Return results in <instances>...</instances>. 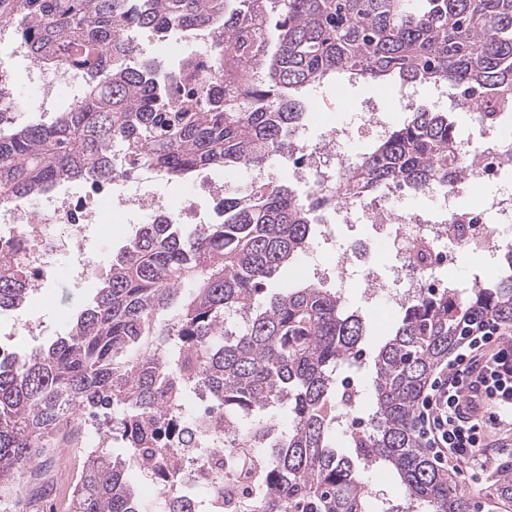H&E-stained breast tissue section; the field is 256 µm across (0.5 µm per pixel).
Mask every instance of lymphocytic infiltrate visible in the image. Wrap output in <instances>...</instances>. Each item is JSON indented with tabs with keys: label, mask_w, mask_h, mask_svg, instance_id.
<instances>
[{
	"label": "lymphocytic infiltrate",
	"mask_w": 512,
	"mask_h": 512,
	"mask_svg": "<svg viewBox=\"0 0 512 512\" xmlns=\"http://www.w3.org/2000/svg\"><path fill=\"white\" fill-rule=\"evenodd\" d=\"M414 425L420 446L458 474L505 441L512 432V330L485 317L466 321L446 370L422 391Z\"/></svg>",
	"instance_id": "1"
}]
</instances>
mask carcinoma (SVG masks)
<instances>
[{"label":"carcinoma","mask_w":512,"mask_h":512,"mask_svg":"<svg viewBox=\"0 0 512 512\" xmlns=\"http://www.w3.org/2000/svg\"><path fill=\"white\" fill-rule=\"evenodd\" d=\"M235 6H230V2ZM36 61L83 69L87 93L53 120L0 126V199H30L75 177L108 179L112 147L135 150L168 181L202 169L259 171L297 146L301 91L345 73L365 82H446L473 95L492 126L512 109V0H0V18ZM217 25L222 45L196 86L191 59H141L133 31L162 36ZM461 137L446 112L421 109L388 128L346 177L302 203L294 190L224 197L220 219L187 231L141 224L66 335L0 358V488L49 448H84L86 420L111 407L135 452L161 456L164 393L208 385L224 424L239 429L227 470H247L238 512H373L360 469H390L403 503L379 512H471L419 447L418 398L458 345L464 320L512 323V249L503 275L455 293L422 295L373 352L370 427L332 433L347 408L337 366L367 336L360 312L314 282L268 287L314 237L317 216L345 197L424 196L463 176ZM32 286L20 262L0 267V310ZM243 316L233 329L224 315ZM288 411L283 428L269 409ZM70 512H146L124 461L87 452Z\"/></svg>","instance_id":"obj_1"}]
</instances>
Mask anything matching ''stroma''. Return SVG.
I'll use <instances>...</instances> for the list:
<instances>
[{
    "mask_svg": "<svg viewBox=\"0 0 512 512\" xmlns=\"http://www.w3.org/2000/svg\"><path fill=\"white\" fill-rule=\"evenodd\" d=\"M309 109L302 132L308 142H317L327 126L341 121L344 114L365 111L375 107L385 112L391 123L405 119L404 112L393 108L386 86L362 82H344L343 86L328 83L311 86L304 90ZM459 90L446 86L441 93L426 92L421 103L428 108L450 113L462 137L479 138L482 129L471 110L458 102ZM141 218L138 214L125 215L111 230L101 225H90L87 230L86 250L92 253L100 271L89 276L82 284H74L64 271L44 286L33 289L25 304L19 309L20 317L41 318L50 328L45 336H31L17 329L14 321L0 322V349L10 354L23 355L48 344L50 340L66 335L72 320L85 309L95 297L101 285L102 273L108 270L112 254L134 233ZM397 263L393 253L373 254L363 261L355 275L343 286H335L332 279L321 282L327 289H339L346 301L358 308L369 325V335L357 361L342 367V374L359 378L364 392L353 409L354 415L364 418L372 413L373 349L380 344L398 318L397 312L377 305L369 300L368 289L371 276L388 274ZM85 451L81 448H51L41 457L39 476L22 473L13 487L0 491V512H68L67 505L74 488V481L81 473ZM512 478V471L502 468L471 467L457 477L459 493L474 504L477 512H512V501L502 499L500 485Z\"/></svg>",
    "mask_w": 512,
    "mask_h": 512,
    "instance_id": "stroma-1",
    "label": "stroma"
}]
</instances>
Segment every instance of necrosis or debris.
<instances>
[{"instance_id": "necrosis-or-debris-1", "label": "necrosis or debris", "mask_w": 512, "mask_h": 512, "mask_svg": "<svg viewBox=\"0 0 512 512\" xmlns=\"http://www.w3.org/2000/svg\"><path fill=\"white\" fill-rule=\"evenodd\" d=\"M14 26L0 23V53L13 58L10 66L0 64V121L12 122L23 105L15 95L20 81L34 84L38 95L33 112L46 118L61 111L66 91L86 87V74L64 62L43 63L32 60L24 43L13 33ZM347 135L345 126L336 125L311 145L300 144L290 153L288 172L309 190L345 177L348 155L336 149ZM462 161L469 178L494 180L512 165V133L499 126L485 129L479 143H465ZM165 180L140 165L137 157L126 156L114 177L101 186L77 179L42 193L37 208L27 201L0 202V258L23 257L33 285L51 279L58 267L59 253H68L67 272L74 283H81L95 268L93 258L84 249L89 225L107 224L114 212L148 213L153 221L176 220L189 224L196 215L192 204L173 208L165 189ZM446 220L433 221L420 213H407L389 205L387 198H353L329 211L318 226L321 241L332 244L334 228L364 218L379 227L368 250L395 253L399 258L388 279L374 281L370 296L389 307L400 309L420 294L447 291L449 282L438 270L456 251L464 250L483 257L487 270L499 269L495 241L512 230V192L483 199L470 208H459L452 192H445ZM198 412L193 420L183 418L182 408L168 411L159 436L164 447L180 458L176 477L181 488H199L207 492L208 512H223L222 487L242 491V475L213 471L209 452L214 448L236 445V432L215 426V409L207 392H194Z\"/></svg>"}]
</instances>
